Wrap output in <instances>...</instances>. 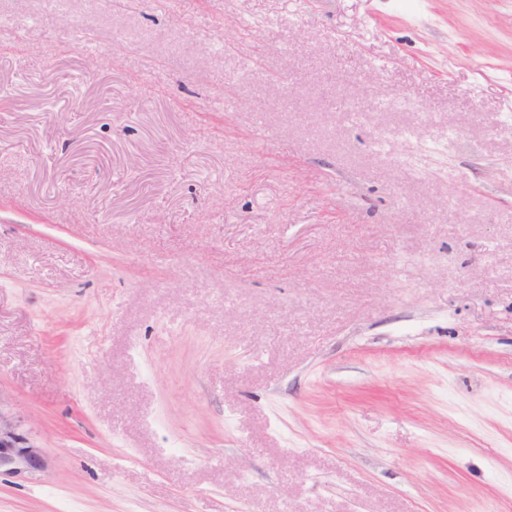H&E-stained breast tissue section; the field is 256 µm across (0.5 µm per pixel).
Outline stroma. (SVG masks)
<instances>
[{"instance_id": "1", "label": "stroma", "mask_w": 512, "mask_h": 512, "mask_svg": "<svg viewBox=\"0 0 512 512\" xmlns=\"http://www.w3.org/2000/svg\"><path fill=\"white\" fill-rule=\"evenodd\" d=\"M0 13V512H512V0ZM410 104H413V107L416 109L417 112L424 113L425 108L423 106L421 107L419 103H413L408 97H402L388 101H376L372 103H366L365 105L360 107L357 106L356 104H353L349 107L348 110L350 112H377L383 110L399 111L404 110ZM36 448L0 414V477L43 469L45 462Z\"/></svg>"}]
</instances>
